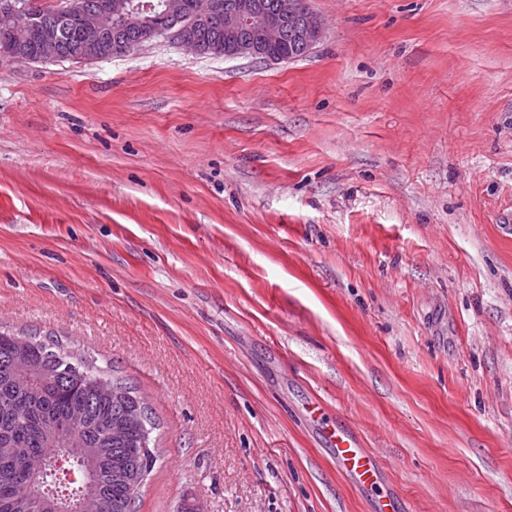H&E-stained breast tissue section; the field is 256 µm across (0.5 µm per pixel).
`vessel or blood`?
Returning <instances> with one entry per match:
<instances>
[{
  "instance_id": "vessel-or-blood-1",
  "label": "vessel or blood",
  "mask_w": 512,
  "mask_h": 512,
  "mask_svg": "<svg viewBox=\"0 0 512 512\" xmlns=\"http://www.w3.org/2000/svg\"><path fill=\"white\" fill-rule=\"evenodd\" d=\"M328 451L337 468L359 486L376 485L382 478L377 459L361 445L359 436L343 426L326 432Z\"/></svg>"
}]
</instances>
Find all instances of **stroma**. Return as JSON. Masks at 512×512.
<instances>
[{
    "label": "stroma",
    "instance_id": "obj_1",
    "mask_svg": "<svg viewBox=\"0 0 512 512\" xmlns=\"http://www.w3.org/2000/svg\"><path fill=\"white\" fill-rule=\"evenodd\" d=\"M303 57L0 52V323L147 400L137 512H512V0H307ZM325 428L327 449L336 467L361 487L376 485L382 470L373 454L362 448L359 436L339 424Z\"/></svg>",
    "mask_w": 512,
    "mask_h": 512
}]
</instances>
